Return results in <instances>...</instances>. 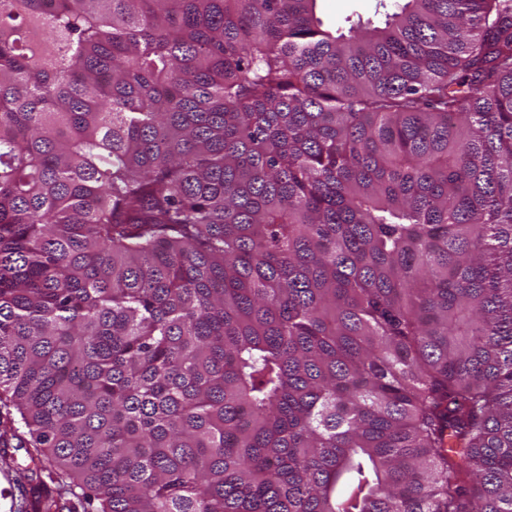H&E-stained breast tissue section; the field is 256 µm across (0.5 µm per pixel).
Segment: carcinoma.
I'll return each mask as SVG.
<instances>
[{"label":"carcinoma","instance_id":"obj_1","mask_svg":"<svg viewBox=\"0 0 512 512\" xmlns=\"http://www.w3.org/2000/svg\"><path fill=\"white\" fill-rule=\"evenodd\" d=\"M0 0V446L31 512H512V0ZM319 3L324 21L336 26L342 25L344 18L352 13L359 14L363 21L370 19L376 26L383 23V18L374 14V0H323Z\"/></svg>","mask_w":512,"mask_h":512}]
</instances>
